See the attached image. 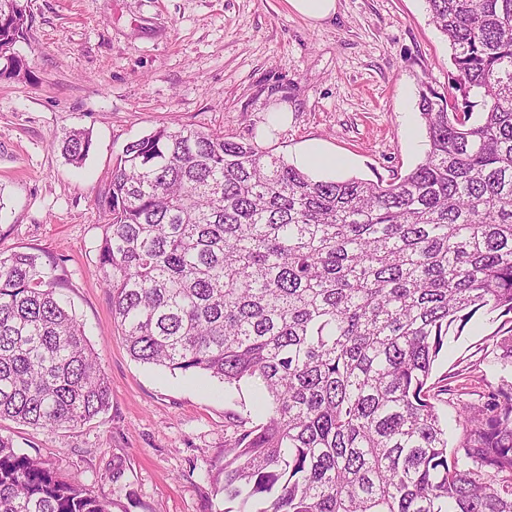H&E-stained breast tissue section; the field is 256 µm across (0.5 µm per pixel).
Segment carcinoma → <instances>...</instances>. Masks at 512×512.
Here are the masks:
<instances>
[{"label":"carcinoma","instance_id":"1","mask_svg":"<svg viewBox=\"0 0 512 512\" xmlns=\"http://www.w3.org/2000/svg\"><path fill=\"white\" fill-rule=\"evenodd\" d=\"M426 4L452 71L422 84L428 149L407 174L315 180L182 125L127 144L99 200L131 356L257 389L259 423L224 449L236 512H512V382L432 379L478 313L497 327L474 355L512 368V0ZM31 27L28 0H0V76L28 73ZM61 145L76 165L91 147ZM60 287L38 255H0V418L74 427L110 405ZM0 512L109 510L0 436Z\"/></svg>","mask_w":512,"mask_h":512}]
</instances>
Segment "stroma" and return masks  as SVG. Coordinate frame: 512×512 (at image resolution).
Masks as SVG:
<instances>
[{"label": "stroma", "instance_id": "obj_1", "mask_svg": "<svg viewBox=\"0 0 512 512\" xmlns=\"http://www.w3.org/2000/svg\"><path fill=\"white\" fill-rule=\"evenodd\" d=\"M336 4L314 23L286 0H31V30L15 46L29 75L0 79V254H38L65 281L60 296L100 355L112 403L73 428L2 419L0 435L110 512H225L215 478L254 410L252 386L231 391L127 350L98 273L97 199L124 147L184 124L258 142L293 165L317 146L338 166L310 169L313 178L374 182L424 157L420 85L442 88L450 68L425 0ZM73 130L91 140L78 168L60 149ZM493 329L474 317L435 374L469 360Z\"/></svg>", "mask_w": 512, "mask_h": 512}]
</instances>
